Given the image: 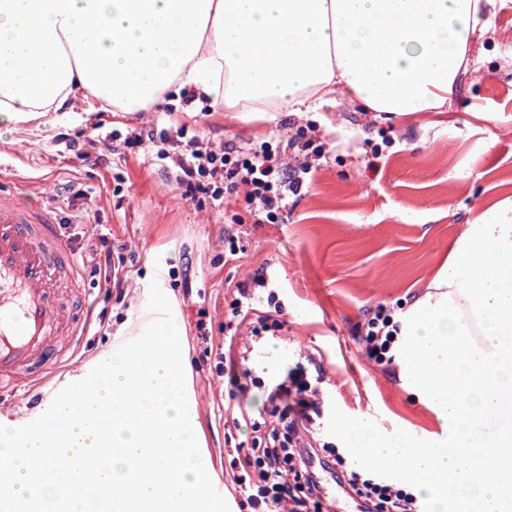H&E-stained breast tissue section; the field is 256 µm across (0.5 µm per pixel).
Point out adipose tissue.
<instances>
[{
	"label": "adipose tissue",
	"mask_w": 512,
	"mask_h": 512,
	"mask_svg": "<svg viewBox=\"0 0 512 512\" xmlns=\"http://www.w3.org/2000/svg\"><path fill=\"white\" fill-rule=\"evenodd\" d=\"M496 0H0V124L66 104L144 112L168 93L228 112H439Z\"/></svg>",
	"instance_id": "1"
}]
</instances>
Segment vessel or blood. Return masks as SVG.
Segmentation results:
<instances>
[{
    "instance_id": "b4317fda",
    "label": "vessel or blood",
    "mask_w": 512,
    "mask_h": 512,
    "mask_svg": "<svg viewBox=\"0 0 512 512\" xmlns=\"http://www.w3.org/2000/svg\"><path fill=\"white\" fill-rule=\"evenodd\" d=\"M81 278L75 249L46 211L0 186V393L43 386L79 350L90 318L61 302Z\"/></svg>"
}]
</instances>
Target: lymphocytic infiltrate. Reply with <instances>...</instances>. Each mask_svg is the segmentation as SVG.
<instances>
[{"label": "lymphocytic infiltrate", "mask_w": 512, "mask_h": 512, "mask_svg": "<svg viewBox=\"0 0 512 512\" xmlns=\"http://www.w3.org/2000/svg\"><path fill=\"white\" fill-rule=\"evenodd\" d=\"M147 151L154 160L171 162L183 199L197 206L221 207L225 200L243 199L256 223L276 224L288 217V199L298 194L302 175L325 156L304 128H297L285 145H264L246 150L227 143L214 147L187 134L186 125L175 129H131L76 145L77 157L86 148L111 151L114 142ZM401 324L393 307L370 310L361 327V339L370 359L390 364L399 341ZM269 414L241 407L225 408L233 430H249L235 442L229 455L236 492L253 512H319L324 472L375 512H420L412 489L346 466L322 438L317 390L305 369L295 368L267 393Z\"/></svg>", "instance_id": "obj_1"}]
</instances>
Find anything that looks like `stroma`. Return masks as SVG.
<instances>
[{"label": "stroma", "mask_w": 512, "mask_h": 512, "mask_svg": "<svg viewBox=\"0 0 512 512\" xmlns=\"http://www.w3.org/2000/svg\"><path fill=\"white\" fill-rule=\"evenodd\" d=\"M169 108L183 113L190 134L215 145L257 149L289 135L287 112H227L204 101L188 110L172 93L134 115L51 112L20 132L0 127V183L43 204L77 248L102 234L113 257L125 260L123 296L107 295L84 277L93 321L76 358L57 373V387L86 376L142 333L155 280L181 315L198 444L230 512L249 508L224 466V404L258 410L264 392L220 372L224 349L248 352L249 367L268 382L314 357L324 373V404L420 438L439 432L400 363L385 368L369 359L358 331L377 305L409 310L447 268L463 226L512 198V0H498L493 25L476 38L438 122L401 115L387 123L337 93L292 116L300 126L316 122L329 158L304 174L283 224L255 223L240 201L197 208L182 199L170 171L139 149H122L106 166L76 157L59 141L63 134L89 140L114 128L161 129ZM372 160L377 170H369ZM230 235L235 245H228ZM164 262L172 275L160 276ZM259 270L275 280L285 306L281 329L256 347L245 328L228 341L224 323L236 285Z\"/></svg>", "instance_id": "stroma-1"}]
</instances>
